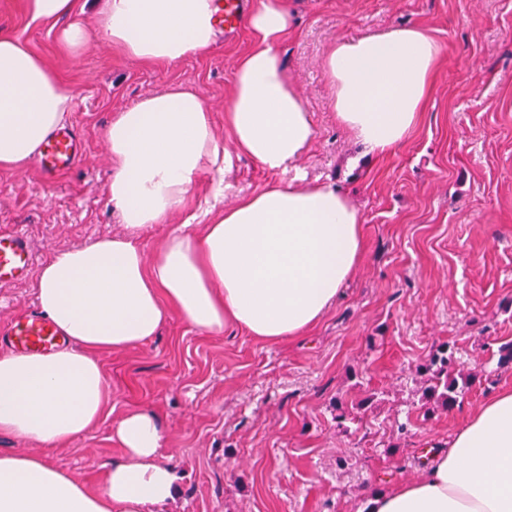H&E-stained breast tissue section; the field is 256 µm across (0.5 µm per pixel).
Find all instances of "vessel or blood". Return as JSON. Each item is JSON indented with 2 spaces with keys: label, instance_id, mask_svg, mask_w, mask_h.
<instances>
[{
  "label": "vessel or blood",
  "instance_id": "b4317fda",
  "mask_svg": "<svg viewBox=\"0 0 512 512\" xmlns=\"http://www.w3.org/2000/svg\"><path fill=\"white\" fill-rule=\"evenodd\" d=\"M215 14L219 27L232 34L243 26L250 10L249 0H218ZM83 142L74 127H59L42 143L35 163L44 181L57 177L79 161ZM33 264V252L26 234L20 230L0 231V284L28 279ZM0 345L26 353H45L60 345V334L49 319L36 310L13 315L0 325Z\"/></svg>",
  "mask_w": 512,
  "mask_h": 512
}]
</instances>
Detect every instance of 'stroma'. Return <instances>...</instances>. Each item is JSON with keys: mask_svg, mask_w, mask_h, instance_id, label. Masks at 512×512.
<instances>
[{"mask_svg": "<svg viewBox=\"0 0 512 512\" xmlns=\"http://www.w3.org/2000/svg\"><path fill=\"white\" fill-rule=\"evenodd\" d=\"M292 3L295 26L279 51L315 125L299 167L348 194L363 218V262L302 338L267 344L174 315L148 342L100 352L104 419L47 453L92 491L121 453L113 420L147 406L177 475L174 498L154 512H365L372 495L421 477L425 445H447L469 412L512 387V363L499 362L512 342V0ZM396 24L425 27L442 54L419 126L380 158L338 126L321 63L333 41ZM0 31L21 35L73 87L65 121L84 143L51 186L30 161L0 170V230H23L37 263L122 232L105 197L103 133L117 112L180 81L212 102L215 133L230 138L224 104L247 31L169 67L123 61L101 44L71 60L53 32L29 24L22 0H0ZM272 178L233 158L225 204ZM443 343L457 348L471 383L427 419L411 376ZM366 397L371 405L360 407ZM340 400L353 406L341 423Z\"/></svg>", "mask_w": 512, "mask_h": 512, "instance_id": "obj_1", "label": "stroma"}]
</instances>
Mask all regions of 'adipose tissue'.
Here are the masks:
<instances>
[{
    "instance_id": "adipose-tissue-1",
    "label": "adipose tissue",
    "mask_w": 512,
    "mask_h": 512,
    "mask_svg": "<svg viewBox=\"0 0 512 512\" xmlns=\"http://www.w3.org/2000/svg\"><path fill=\"white\" fill-rule=\"evenodd\" d=\"M90 4L98 8L92 30L79 19ZM24 12L55 29L75 60L97 40L127 62L164 67L211 50L219 37L214 0H24ZM291 20L290 0H260L247 15L252 46L235 63L224 105L230 143L215 136L211 104L180 83L142 97L106 127L105 194L125 231L41 267L37 303L62 347L0 353V433L30 444L0 452V512H150L171 500L177 477L160 459L161 421L151 408L113 421L122 455L101 492L44 453L102 420L107 389L97 352L139 346L174 314L202 331L232 324L268 343L303 336L361 264L359 211L341 189L304 182L297 171L315 127L277 51ZM440 56L416 24L331 43L322 70L337 122L369 153H393L419 124ZM72 98L42 55L20 36L0 34V170L33 158ZM235 154L275 181L228 206L218 180L195 202L197 177H220ZM176 212L186 215L181 228L146 254L140 235ZM196 222L203 233L193 232ZM370 510L512 512V387L469 413L421 478L377 495Z\"/></svg>"
}]
</instances>
